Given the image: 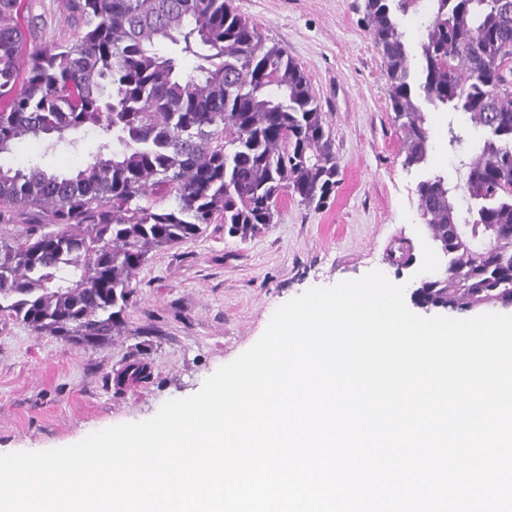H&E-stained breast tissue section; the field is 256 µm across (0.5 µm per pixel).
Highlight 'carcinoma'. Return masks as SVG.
<instances>
[{"label":"carcinoma","instance_id":"1","mask_svg":"<svg viewBox=\"0 0 512 512\" xmlns=\"http://www.w3.org/2000/svg\"><path fill=\"white\" fill-rule=\"evenodd\" d=\"M428 2L411 64L398 15ZM36 0H0V155L31 139L101 133L74 170L0 164V314L38 335L100 345L122 324L132 282L154 249L219 222L245 238L284 196L319 208L341 170L302 67L265 45L233 0H66L71 43L28 49ZM386 64L403 165L428 174L418 210L446 267L413 303L468 312L512 300V7L507 0H364ZM209 53L193 72L155 45ZM451 106L457 182L431 171L432 127L418 100ZM462 191L466 211L454 199ZM173 196L164 207L155 198ZM462 224L458 236L449 226Z\"/></svg>","mask_w":512,"mask_h":512}]
</instances>
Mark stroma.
I'll use <instances>...</instances> for the list:
<instances>
[{"instance_id":"obj_1","label":"stroma","mask_w":512,"mask_h":512,"mask_svg":"<svg viewBox=\"0 0 512 512\" xmlns=\"http://www.w3.org/2000/svg\"><path fill=\"white\" fill-rule=\"evenodd\" d=\"M307 74L341 162L326 205L284 199L272 224L247 239L214 223L194 240L152 251L138 270L123 324L101 346L37 335L0 316V454L74 444L86 435L154 416L171 399L197 393L219 367L253 346L274 311L313 287L378 270L413 292L442 269L420 219L401 132L388 109L382 55L363 22V0H233ZM76 147L32 141L24 162L66 170L98 149L76 132ZM409 240L415 262L391 264ZM149 375L128 379V368Z\"/></svg>"}]
</instances>
